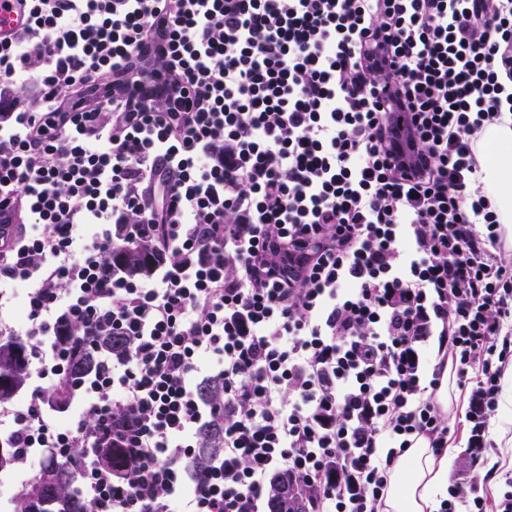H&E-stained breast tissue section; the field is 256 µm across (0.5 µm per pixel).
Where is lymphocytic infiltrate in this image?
Masks as SVG:
<instances>
[{
  "mask_svg": "<svg viewBox=\"0 0 512 512\" xmlns=\"http://www.w3.org/2000/svg\"><path fill=\"white\" fill-rule=\"evenodd\" d=\"M23 2L0 38V306L20 307L0 336L32 342L25 399L0 401L18 488L53 456L91 512H268L278 473L304 512H380L406 448L448 446V364L481 437L512 263L473 143L512 108V0ZM387 83L431 159L410 177ZM146 241L150 276L108 270ZM222 440L223 427L220 424L204 427L200 434V448H197L198 460L206 459L219 452Z\"/></svg>",
  "mask_w": 512,
  "mask_h": 512,
  "instance_id": "1",
  "label": "lymphocytic infiltrate"
}]
</instances>
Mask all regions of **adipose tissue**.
<instances>
[{
  "label": "adipose tissue",
  "mask_w": 512,
  "mask_h": 512,
  "mask_svg": "<svg viewBox=\"0 0 512 512\" xmlns=\"http://www.w3.org/2000/svg\"><path fill=\"white\" fill-rule=\"evenodd\" d=\"M484 192L512 248V118L488 126L477 143ZM452 448L437 453L426 439L406 449L388 473L381 512H439L448 496V459Z\"/></svg>",
  "instance_id": "1"
}]
</instances>
